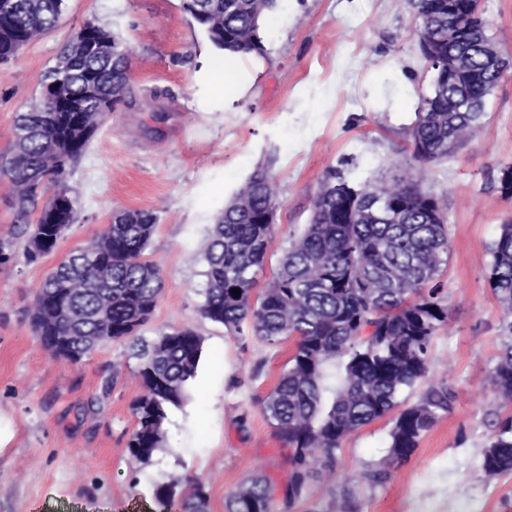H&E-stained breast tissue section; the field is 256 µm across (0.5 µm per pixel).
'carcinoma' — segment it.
Here are the masks:
<instances>
[{
  "instance_id": "1",
  "label": "carcinoma",
  "mask_w": 512,
  "mask_h": 512,
  "mask_svg": "<svg viewBox=\"0 0 512 512\" xmlns=\"http://www.w3.org/2000/svg\"><path fill=\"white\" fill-rule=\"evenodd\" d=\"M65 0H14L0 13V68L29 43L31 31L54 28ZM278 0H180V10L228 56H263L260 34ZM417 19L414 35L431 91L409 128L415 157L440 162L479 130L488 96L502 76L491 69L493 38L481 14L468 33L448 38V0H407ZM100 35L96 55L77 44ZM59 80L84 101L93 128L123 101L131 81L129 57L109 29L80 26L57 63L41 79V92ZM94 133L56 127L53 112H20L15 139L0 174L10 177L17 220L25 225V252L35 262L46 252L42 238L59 241L76 220V201L66 181ZM422 171L400 168L374 183L355 185L331 170L312 201L309 224L278 260L267 284L258 287L274 236L278 204L272 179L256 170L235 199L217 215L205 254L207 288L201 315L232 335L269 345L293 340L294 349L271 391L261 399L263 417L287 453L288 482L277 491L260 473L231 492L224 512H291L310 482L336 469L343 439L372 422L392 417L389 465L368 464L343 481L385 484L388 466L407 463L420 440L451 412L454 395L442 384L405 404L429 372L433 339L448 321L437 280L448 266L447 204L421 189ZM158 217L152 210L124 209L107 231L70 253L36 290L30 320L35 336L54 357L80 361L97 348L95 336L135 337L151 318L164 286L161 270L145 259ZM488 280L504 309V336L489 381L512 400V222L488 250ZM240 290V295L232 289ZM69 337L66 347L60 337ZM202 339L189 327L173 328L141 344V394L132 413L136 425L127 448L149 462L165 442L169 412L180 407L196 377ZM336 364L339 385L325 398V369ZM487 475L512 473V415L501 419L482 459ZM179 481L156 485L165 512H208L200 482L177 492Z\"/></svg>"
}]
</instances>
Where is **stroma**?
<instances>
[{
	"label": "stroma",
	"mask_w": 512,
	"mask_h": 512,
	"mask_svg": "<svg viewBox=\"0 0 512 512\" xmlns=\"http://www.w3.org/2000/svg\"><path fill=\"white\" fill-rule=\"evenodd\" d=\"M497 46L512 55V0H480ZM112 30L129 51L133 108L117 105L72 167L67 185L77 218L56 249L29 262L15 199L0 175V512H162L156 484L201 481L209 512L255 474L285 483L280 445L259 399L272 389L292 341L271 346L229 335L202 318L204 254L217 214L257 167H268L278 210L260 281L308 224L330 169L354 183L415 164L409 127L431 75L406 0H281L261 36L263 67L249 58L224 69V112H200L193 75L209 42L179 0H66L57 26L0 71V155L14 119L40 94L85 21ZM251 85L240 92L239 77ZM165 112L157 123L152 112ZM512 164V74L489 96L476 136L439 163L424 164L422 187L448 203L451 242L441 279L448 322L434 338L427 384H447L453 409L422 438L410 460L371 488L321 474L292 512H512V473L486 475L487 439L512 405L487 384L503 334V311L488 283V249L512 220L500 169ZM151 209L159 218L145 252L165 279L140 338L191 326L203 342L185 403L172 410L165 444L151 462L133 457L132 404L142 390L133 342L101 345L82 362L52 358L29 312L45 276L102 234L113 213ZM391 419L348 435L338 469L360 470L387 453Z\"/></svg>",
	"instance_id": "35a3bbf8"
}]
</instances>
